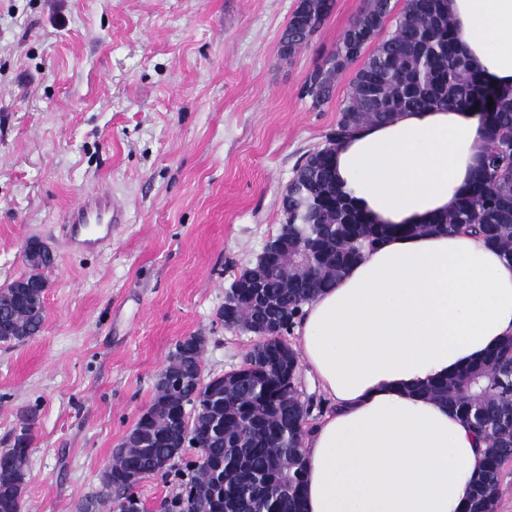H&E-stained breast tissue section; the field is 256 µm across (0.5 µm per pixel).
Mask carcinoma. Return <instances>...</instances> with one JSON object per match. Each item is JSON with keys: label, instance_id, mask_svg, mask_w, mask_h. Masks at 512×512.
Here are the masks:
<instances>
[{"label": "carcinoma", "instance_id": "obj_1", "mask_svg": "<svg viewBox=\"0 0 512 512\" xmlns=\"http://www.w3.org/2000/svg\"><path fill=\"white\" fill-rule=\"evenodd\" d=\"M335 0H314V14L295 28L288 27V43L303 46L300 36L317 33L335 9ZM394 5L391 0H366L335 47L320 58L307 76L302 94L326 104L333 95L334 79L358 64L340 117L325 134L324 144L312 157L297 165L295 180L282 196L281 212L288 236L281 238V264L263 272L262 292L269 305L289 311L277 338L253 347L262 356L244 359L229 382L215 375L212 391L197 392L190 385L169 391L155 383L152 404L165 412L140 415L135 431L138 441L126 449L101 474V493L86 499L83 512H101L118 476L127 469L151 473L154 460L183 449L179 439L195 442L217 462L224 450L239 447L245 473L269 489L267 508L273 512H303L305 471L302 462L306 430H295V367L299 357L287 334L304 303L334 286L336 280L360 256L379 241L376 225L348 202L333 181L332 156L336 144L372 123L390 120L403 110L462 105L485 114L488 152L479 174L462 194L456 208L434 217L429 224L403 227L406 234H426L440 229H462L483 236L499 248L512 265V89H494L471 71L459 51L460 35L448 12V0H405L393 28H387ZM493 105H488V101ZM318 245L317 272L294 267L289 259L294 243ZM29 273L21 278L31 287L38 310L32 311L6 287L0 292V321L10 318L19 336H1L0 342L22 341L37 335L44 321L43 270L54 265V256L42 243L26 244ZM232 317L251 323L257 316L252 296L234 290ZM194 371L203 367V353L191 343L175 345L166 371L180 372L186 362ZM421 393L448 404L486 442L484 463L471 497L482 512H495L500 470L512 455V340L504 341L483 361L436 381ZM30 435L15 438L3 448L0 462V512H21V496L11 493L26 480ZM181 491L164 502V512H185L194 501L195 512H217L212 498L213 472L189 462L174 470Z\"/></svg>", "mask_w": 512, "mask_h": 512}]
</instances>
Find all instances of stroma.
Instances as JSON below:
<instances>
[{
    "label": "stroma",
    "instance_id": "obj_1",
    "mask_svg": "<svg viewBox=\"0 0 512 512\" xmlns=\"http://www.w3.org/2000/svg\"><path fill=\"white\" fill-rule=\"evenodd\" d=\"M295 0H0V290L45 269L44 322L0 343V449L31 444L21 512H79L150 404L176 343L203 336L205 375L252 334L218 313L237 271L276 234L296 165L335 125L354 69L312 108L301 89L364 0L290 60ZM107 185L124 203L90 249L65 219Z\"/></svg>",
    "mask_w": 512,
    "mask_h": 512
}]
</instances>
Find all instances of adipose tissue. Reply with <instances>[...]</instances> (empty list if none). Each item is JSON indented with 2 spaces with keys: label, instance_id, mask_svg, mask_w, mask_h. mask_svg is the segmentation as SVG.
Listing matches in <instances>:
<instances>
[{
  "label": "adipose tissue",
  "instance_id": "1",
  "mask_svg": "<svg viewBox=\"0 0 512 512\" xmlns=\"http://www.w3.org/2000/svg\"><path fill=\"white\" fill-rule=\"evenodd\" d=\"M449 9L470 67L512 87V0ZM487 146L470 107L402 111L337 145L336 186L383 238L294 325L328 404L304 441V512H462L486 445L421 390L512 336V267L478 235L399 227L452 210Z\"/></svg>",
  "mask_w": 512,
  "mask_h": 512
}]
</instances>
